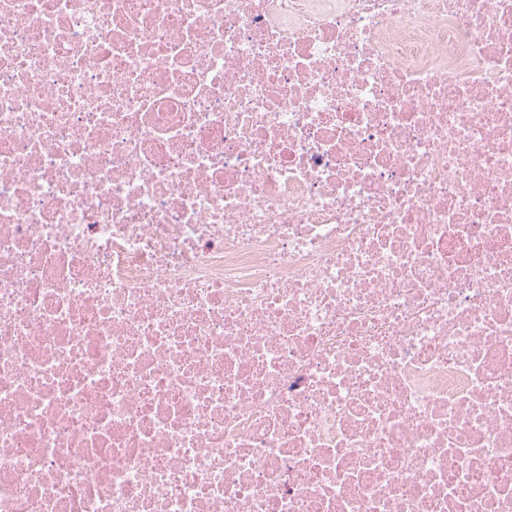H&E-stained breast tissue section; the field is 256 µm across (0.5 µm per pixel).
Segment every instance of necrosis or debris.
Returning a JSON list of instances; mask_svg holds the SVG:
<instances>
[{
    "label": "necrosis or debris",
    "mask_w": 512,
    "mask_h": 512,
    "mask_svg": "<svg viewBox=\"0 0 512 512\" xmlns=\"http://www.w3.org/2000/svg\"><path fill=\"white\" fill-rule=\"evenodd\" d=\"M0 512H512V0H0Z\"/></svg>",
    "instance_id": "obj_1"
}]
</instances>
